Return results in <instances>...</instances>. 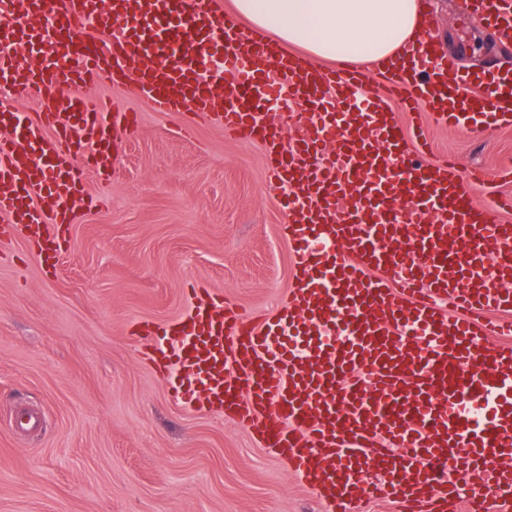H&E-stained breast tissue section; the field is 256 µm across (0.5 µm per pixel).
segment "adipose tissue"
Listing matches in <instances>:
<instances>
[{
	"mask_svg": "<svg viewBox=\"0 0 512 512\" xmlns=\"http://www.w3.org/2000/svg\"><path fill=\"white\" fill-rule=\"evenodd\" d=\"M232 13L269 41L331 62L401 64L424 28L417 0H233Z\"/></svg>",
	"mask_w": 512,
	"mask_h": 512,
	"instance_id": "1",
	"label": "adipose tissue"
}]
</instances>
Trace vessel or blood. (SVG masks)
I'll return each instance as SVG.
<instances>
[{
  "label": "vessel or blood",
  "instance_id": "obj_1",
  "mask_svg": "<svg viewBox=\"0 0 512 512\" xmlns=\"http://www.w3.org/2000/svg\"><path fill=\"white\" fill-rule=\"evenodd\" d=\"M487 28L512 40V0H470ZM106 31L85 39L82 27ZM33 54L36 65L16 48ZM409 52L413 76L384 69L386 99L358 95L364 72L321 69L274 49L225 14L220 0H0V88L12 102L64 94L22 120L0 106V246L25 240L56 268L85 203L88 170L110 164L137 118L88 95L130 82L153 111L260 140L285 187L283 234L299 264L270 316L247 319L196 291L164 327L139 324L149 360L171 373L177 399L223 409L282 455L305 483L396 512H448L459 484L485 465L469 512H512V196L480 206L476 191L512 182L426 161L419 125L398 112L427 107L451 129L512 123V70L438 67L433 35ZM287 103L283 137L261 107ZM81 153L89 168L75 167Z\"/></svg>",
  "mask_w": 512,
  "mask_h": 512
}]
</instances>
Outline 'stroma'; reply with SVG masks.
Here are the masks:
<instances>
[{"label": "stroma", "mask_w": 512, "mask_h": 512, "mask_svg": "<svg viewBox=\"0 0 512 512\" xmlns=\"http://www.w3.org/2000/svg\"><path fill=\"white\" fill-rule=\"evenodd\" d=\"M449 66L512 64L464 0H427ZM97 96L138 116L47 272L17 241L0 258V512H328L286 460L205 407L184 405L141 358L136 323L179 319L204 286L241 313L272 312L297 258L263 146L152 111L127 83ZM432 160L512 162V126L451 130L413 113ZM38 416L24 432L12 412Z\"/></svg>", "instance_id": "stroma-1"}]
</instances>
